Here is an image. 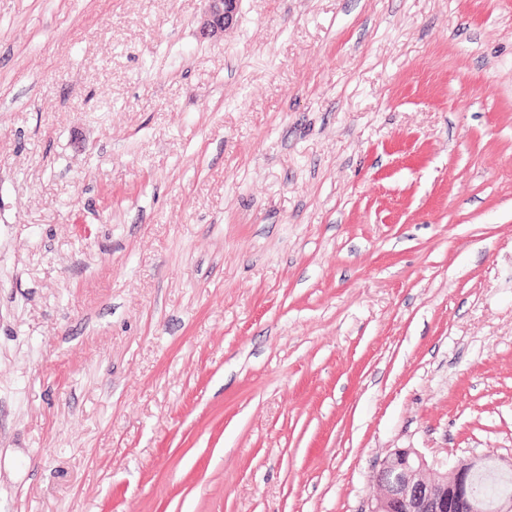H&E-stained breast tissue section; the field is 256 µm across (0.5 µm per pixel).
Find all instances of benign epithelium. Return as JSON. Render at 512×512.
<instances>
[{
    "label": "benign epithelium",
    "instance_id": "7a95c632",
    "mask_svg": "<svg viewBox=\"0 0 512 512\" xmlns=\"http://www.w3.org/2000/svg\"><path fill=\"white\" fill-rule=\"evenodd\" d=\"M200 32L221 38L236 19L239 0H204ZM478 465L460 461L443 473L414 448L391 453L375 473L383 493L369 512H479L473 480Z\"/></svg>",
    "mask_w": 512,
    "mask_h": 512
}]
</instances>
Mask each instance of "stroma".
Instances as JSON below:
<instances>
[{
	"instance_id": "1",
	"label": "stroma",
	"mask_w": 512,
	"mask_h": 512,
	"mask_svg": "<svg viewBox=\"0 0 512 512\" xmlns=\"http://www.w3.org/2000/svg\"><path fill=\"white\" fill-rule=\"evenodd\" d=\"M0 0V512H368L512 464V0ZM205 8L201 17L200 32L204 38H221L236 19L240 0H203ZM415 448H400L391 453L375 473L383 493L369 512H495L493 505L512 498V471L499 473L484 466L473 480L479 466L469 460L442 473Z\"/></svg>"
}]
</instances>
